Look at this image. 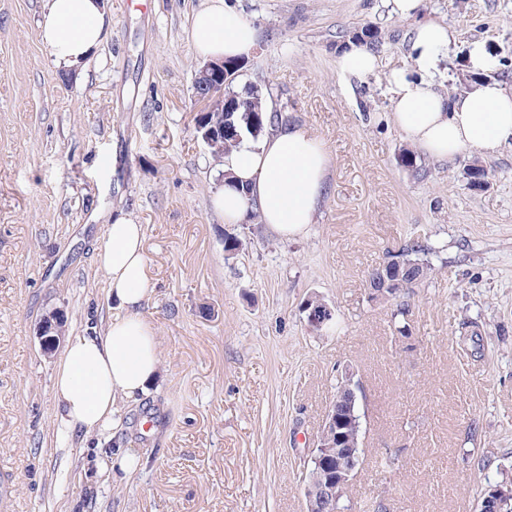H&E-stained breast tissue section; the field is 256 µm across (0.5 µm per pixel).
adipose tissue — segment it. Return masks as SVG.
<instances>
[{"label": "adipose tissue", "mask_w": 512, "mask_h": 512, "mask_svg": "<svg viewBox=\"0 0 512 512\" xmlns=\"http://www.w3.org/2000/svg\"><path fill=\"white\" fill-rule=\"evenodd\" d=\"M110 19L103 0H45L40 39L55 65L73 68L104 42ZM197 53L207 60L250 55L253 28L227 0H205L192 19ZM455 38L447 25L418 24L411 36L417 77L393 72L389 118L415 146L437 161L486 157L512 147V87L488 78L468 88L441 91L437 55ZM330 158L306 128L280 122L259 143L243 142L224 158V185L212 197L225 223L257 212L280 239L306 236L317 223ZM145 229L119 218L106 225L96 250L116 312L102 329L71 337L56 362L53 389L59 419L68 429L104 435L123 405L148 396L160 373L159 340L143 309L154 286L147 275Z\"/></svg>", "instance_id": "ef3b65f1"}]
</instances>
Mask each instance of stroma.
I'll return each instance as SVG.
<instances>
[{"mask_svg": "<svg viewBox=\"0 0 512 512\" xmlns=\"http://www.w3.org/2000/svg\"><path fill=\"white\" fill-rule=\"evenodd\" d=\"M228 2L256 31L237 86L271 85L331 156L301 238L212 207L224 173L193 112L203 0H106L107 39L76 69L43 50V0H0V512H306L302 472L345 363L366 414L352 512H474L512 465V149L483 158L481 191L466 156L402 167L390 73L414 72L410 32L426 21L456 32L439 53L444 86L512 68V0H421L408 19L384 0ZM357 24L379 28L381 65L345 76L341 33ZM118 216L146 230L161 373L95 442L61 433L58 356L36 331L54 309L67 338L105 325L95 256ZM228 234L239 252H225ZM414 240L433 272L402 334L367 275ZM312 295L332 329L309 328ZM125 452L136 474L99 477Z\"/></svg>", "mask_w": 512, "mask_h": 512, "instance_id": "1", "label": "stroma"}]
</instances>
